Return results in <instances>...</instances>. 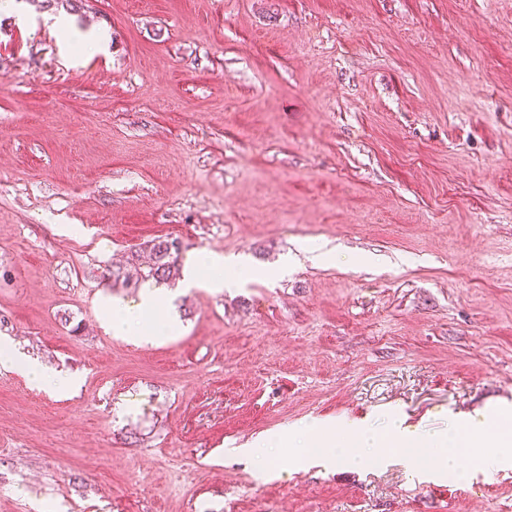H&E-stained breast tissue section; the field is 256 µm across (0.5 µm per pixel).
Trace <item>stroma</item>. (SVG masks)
I'll return each mask as SVG.
<instances>
[{
  "instance_id": "obj_1",
  "label": "stroma",
  "mask_w": 512,
  "mask_h": 512,
  "mask_svg": "<svg viewBox=\"0 0 512 512\" xmlns=\"http://www.w3.org/2000/svg\"><path fill=\"white\" fill-rule=\"evenodd\" d=\"M0 15V512H512V0H15ZM106 29V53L72 46ZM234 258L113 335L155 239ZM431 446L417 474L313 458L311 420ZM267 449L264 460L242 447ZM0 363L3 367L20 370L37 385H41L48 377L44 374L42 366L36 362L24 361L17 357L1 356ZM439 448H445L440 456L436 458V468L441 471H447L448 474H457V462L460 455V443L457 432L448 433V439L436 443ZM496 446L498 448L496 453L492 456H486L482 453L480 448H485L481 446L480 442L467 441L466 448L470 453L473 461L475 463L484 465L488 468H497V469H510L512 468V437H504L501 434H494Z\"/></svg>"
}]
</instances>
